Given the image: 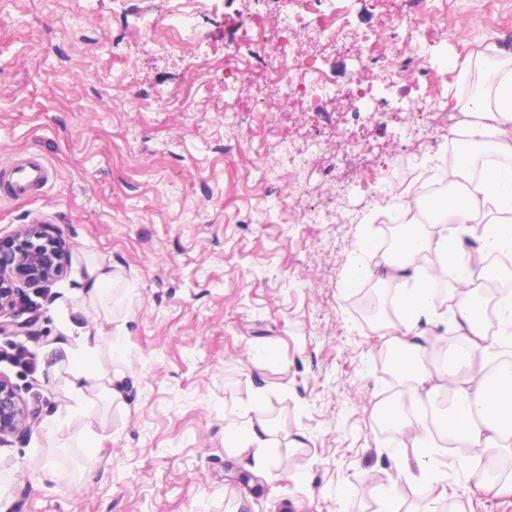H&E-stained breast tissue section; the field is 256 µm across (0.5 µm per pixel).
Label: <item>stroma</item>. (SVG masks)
<instances>
[{"mask_svg":"<svg viewBox=\"0 0 512 512\" xmlns=\"http://www.w3.org/2000/svg\"><path fill=\"white\" fill-rule=\"evenodd\" d=\"M174 0H0V165L28 153L53 175L42 190L0 199V237L42 216L72 244L63 275L36 298V337L0 335V375L28 418L0 437V512H377L397 493L418 512L405 467L415 448L384 436L375 402L401 390L381 365V342L353 312L345 287L371 211L369 169L420 167L438 131L429 118L392 110L366 122L347 102L295 112L255 76H240V112L224 123L217 60L249 10L247 0H206L202 46L160 57L144 16ZM456 41L425 38L431 62L468 81L499 39H512V0H448ZM266 115L252 112L255 102ZM360 133L372 156L354 155L329 180L327 156L297 175L283 162L294 134L325 139L333 125ZM277 148L260 156L263 139ZM321 211L303 224L288 180ZM351 220L333 223L335 196ZM111 263L117 286L95 313L110 318L99 356L120 344L112 394L93 390L71 412L65 315L81 306L87 261ZM263 394L264 470L225 448L224 424ZM64 419L62 432L50 422ZM54 479H46V472ZM92 483H85L86 473ZM250 473L248 483L236 482ZM451 512H512V494L449 481Z\"/></svg>","mask_w":512,"mask_h":512,"instance_id":"obj_1","label":"stroma"}]
</instances>
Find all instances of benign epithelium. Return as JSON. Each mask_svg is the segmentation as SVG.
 Listing matches in <instances>:
<instances>
[{"label":"benign epithelium","instance_id":"benign-epithelium-1","mask_svg":"<svg viewBox=\"0 0 512 512\" xmlns=\"http://www.w3.org/2000/svg\"><path fill=\"white\" fill-rule=\"evenodd\" d=\"M71 245L51 224H22L0 237V334L33 336L36 317L6 319L25 290L48 286L68 263ZM26 422L22 399L0 376V435L16 432Z\"/></svg>","mask_w":512,"mask_h":512}]
</instances>
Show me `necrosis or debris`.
<instances>
[{
	"mask_svg": "<svg viewBox=\"0 0 512 512\" xmlns=\"http://www.w3.org/2000/svg\"><path fill=\"white\" fill-rule=\"evenodd\" d=\"M272 2L276 23H269L264 10L249 11L245 35L251 52L245 55L225 49V71L258 74L306 112L313 111L317 103L344 99L353 101L355 112L368 113L376 121L392 106L408 112H451L448 94L440 88L442 76L411 41L412 33L429 27L439 28L446 39H455L456 32L448 23V0H414L410 11L403 8V0H369L383 10L368 30L351 21L360 0ZM339 51L351 53L366 78L340 83L323 64L324 58ZM410 77L431 87L421 102L385 98V91ZM430 184L428 175L412 170L400 178L390 175L377 180L374 196L391 208L405 192L421 194Z\"/></svg>",
	"mask_w": 512,
	"mask_h": 512,
	"instance_id": "4bbe7bcc",
	"label": "necrosis or debris"
}]
</instances>
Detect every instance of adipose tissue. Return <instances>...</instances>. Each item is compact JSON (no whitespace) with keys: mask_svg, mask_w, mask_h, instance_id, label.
<instances>
[{"mask_svg":"<svg viewBox=\"0 0 512 512\" xmlns=\"http://www.w3.org/2000/svg\"><path fill=\"white\" fill-rule=\"evenodd\" d=\"M485 81L494 101L480 112L478 121L466 123L465 135L472 143L490 144L497 153L511 156L512 69L488 71ZM442 176L450 184L467 185L464 194L431 201L438 213L452 216V223L424 229L406 220L413 209L423 207V199L401 203L395 209L404 222L400 246L389 248L375 262L370 258L373 246L369 237H361L352 251L347 280L348 286L354 287L375 278L377 268L390 273L396 320L379 327L378 333L384 338L383 348L392 355L393 371L405 390L388 403L376 404L374 413H395L397 436L409 438L416 448L409 469L418 491L428 500L427 512H438L440 499L433 490L448 479L449 465L437 452L439 440H447L452 448L467 449L471 458L490 463L512 456V364L491 382L475 372L468 354L459 349L464 343L470 351L495 359L512 357V293L500 297L494 306L498 330L492 335L478 313L480 289L461 293L456 288L457 283L472 277L463 247L468 237L477 239L489 258L481 271L482 278L512 279V166L491 164L477 177L470 159L461 155ZM420 254L436 258L456 272V284L448 289V312L439 310L429 276L415 263ZM67 328L73 339L72 346L65 350L70 387L81 398L86 390L111 378L110 368L97 358L104 326L95 320L74 318L68 320ZM450 381L455 384L450 405L433 422L402 415L405 399L434 403ZM258 410V403H251L241 420L225 424L224 445L240 453L260 452L262 463L272 468L278 461L265 453L271 427L268 420L259 417Z\"/></svg>","mask_w":512,"mask_h":512,"instance_id":"obj_1","label":"adipose tissue"}]
</instances>
